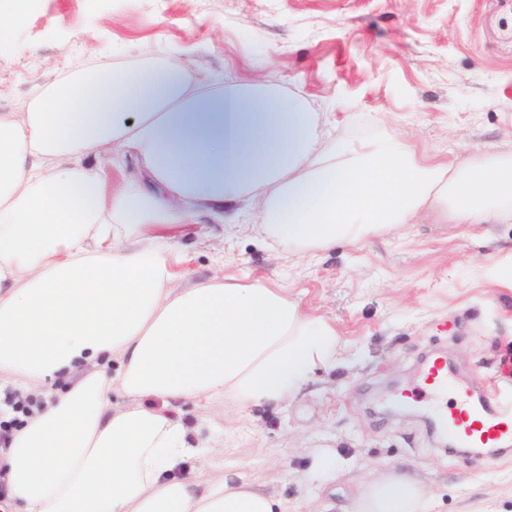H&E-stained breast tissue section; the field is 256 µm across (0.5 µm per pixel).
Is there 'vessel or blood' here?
<instances>
[{"mask_svg": "<svg viewBox=\"0 0 512 512\" xmlns=\"http://www.w3.org/2000/svg\"><path fill=\"white\" fill-rule=\"evenodd\" d=\"M474 389V384L458 383L446 359L435 355L403 396L429 402L435 423L462 447L499 449L512 443V394L491 387L478 395Z\"/></svg>", "mask_w": 512, "mask_h": 512, "instance_id": "obj_1", "label": "vessel or blood"}]
</instances>
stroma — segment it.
Instances as JSON below:
<instances>
[{
  "mask_svg": "<svg viewBox=\"0 0 512 512\" xmlns=\"http://www.w3.org/2000/svg\"><path fill=\"white\" fill-rule=\"evenodd\" d=\"M149 59L302 96L352 142L403 137L454 164L512 155V0H33L0 38V109L76 67ZM168 234L176 286H282L339 334L335 368L293 401L173 407L190 441L223 442L211 477L257 481L286 512H349L362 484L407 469L434 512H512V451L452 452L420 403L384 412L434 350L460 378L512 385V223L419 217L313 258L250 224Z\"/></svg>",
  "mask_w": 512,
  "mask_h": 512,
  "instance_id": "1",
  "label": "stroma"
}]
</instances>
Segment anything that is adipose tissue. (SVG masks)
<instances>
[{"label": "adipose tissue", "instance_id": "1", "mask_svg": "<svg viewBox=\"0 0 512 512\" xmlns=\"http://www.w3.org/2000/svg\"><path fill=\"white\" fill-rule=\"evenodd\" d=\"M196 83L177 64L78 68L0 111V378L41 401L0 451V512H279L250 483L208 477L220 449L189 443L164 407L292 400L335 366L336 327L258 280L175 287L152 227L255 198L265 238L317 254L421 215L512 220V156L452 166L394 138L346 144L272 85ZM114 148L144 171L116 195L92 165ZM189 458L199 468L175 476ZM430 501L393 471L352 512Z\"/></svg>", "mask_w": 512, "mask_h": 512}]
</instances>
